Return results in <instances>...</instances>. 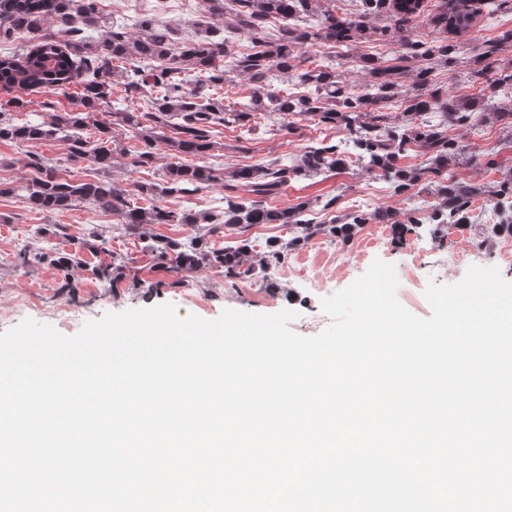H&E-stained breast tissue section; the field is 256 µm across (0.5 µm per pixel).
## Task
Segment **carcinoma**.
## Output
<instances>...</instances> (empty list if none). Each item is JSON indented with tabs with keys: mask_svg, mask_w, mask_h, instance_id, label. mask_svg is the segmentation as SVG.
Returning <instances> with one entry per match:
<instances>
[{
	"mask_svg": "<svg viewBox=\"0 0 512 512\" xmlns=\"http://www.w3.org/2000/svg\"><path fill=\"white\" fill-rule=\"evenodd\" d=\"M208 23L206 35L198 40L177 45L172 42L166 26L154 21L139 22V34L132 36L110 30L91 45L81 38L60 40L46 32L44 25L54 23L67 32L96 28L103 23L95 0H0V31L5 36L25 39L21 53L0 54V86L8 89L35 91L66 90L74 79L82 81L80 108L72 112H56L49 119L14 123L0 117V141L30 143L46 140L58 134L68 141V156L73 161L90 158L106 172L112 167V152L108 142L116 135L129 132L140 139L132 165L146 166L155 158L156 145L166 144L174 151L177 161L165 171V183L136 185L144 200L160 194L192 193L210 185L224 187V215L219 223L213 217L169 208L144 209L126 199L122 183L99 179L73 182L59 177L48 167L41 176L31 180L25 190L28 204L39 211H54L78 201H88L103 212L121 217L126 230L140 233L144 224H184L193 235L179 242L154 238L147 245L156 265L175 274L188 272L201 264L224 271L227 278H238L255 269L249 258L254 252L252 241L244 233L259 224H286L292 229L288 239L271 238L261 252L259 266L277 267L288 255L307 244L317 235L349 239L367 223L365 215L352 214L348 222L313 224L305 218L309 203L292 208L272 209L264 200L278 195L288 184L315 175L334 172L345 167L350 156L338 144L321 141L310 146L300 158L289 165H255L230 170L222 167L188 165L178 162L181 156H202L211 148L208 133L219 122L247 125L264 112H282L313 122L317 126L340 127L347 142L358 150L356 162L362 169L389 182L395 193L402 194L419 183L435 187L441 203L433 210V234L459 224L464 211L479 196L496 200L505 214V221L493 224V236H512V168L492 187L466 181L454 171L456 167L477 165L481 155L448 137V127L468 125L474 115L489 105L498 88L512 86V62L500 64L495 59L496 45L484 46V51L467 59V80L481 82L478 93L467 99L448 94V89L434 84L435 69L457 62L456 51L461 43H433L415 38L413 28L419 21L424 0H361L354 14H338L321 7V0H233L237 8L226 13L224 0H206ZM317 15L309 27L295 24L303 15ZM477 16L474 0H438L429 18L433 26L465 35ZM271 18L281 21L278 36L265 41L266 23ZM242 34L261 45V49L241 56H229L224 34ZM374 37L396 39L395 58L386 62L374 57L362 58V69L368 81L357 89L343 79L336 65L304 66L301 49L314 43H331L348 49ZM94 57L101 66L114 61H135L126 70V86L141 94L147 103L144 112L112 113V123L97 121L96 108L111 93V86L97 80V71L88 64ZM168 65L158 68L153 61ZM422 63L416 69L412 93L404 95L409 64ZM182 71L206 74L207 81L217 85L240 76L251 85L249 103L243 108L226 111L223 105L204 96L195 87L183 90L174 75ZM295 73L310 87L306 95L290 96L272 88V73ZM405 97L402 121L389 114V105ZM437 111L444 125H430L423 120L428 112ZM153 126L143 128V121ZM94 126L102 146L88 147L77 131ZM414 147L426 157L427 164L407 169L398 160L408 147ZM239 236L236 244L220 249H206L207 237L221 230ZM106 239L97 245L84 243L66 256L54 251H40L20 256V264L30 261L54 265L64 273L85 267L82 251L107 253ZM125 265L118 257L91 267L99 280L114 281L121 277Z\"/></svg>",
	"mask_w": 512,
	"mask_h": 512,
	"instance_id": "obj_1",
	"label": "carcinoma"
}]
</instances>
